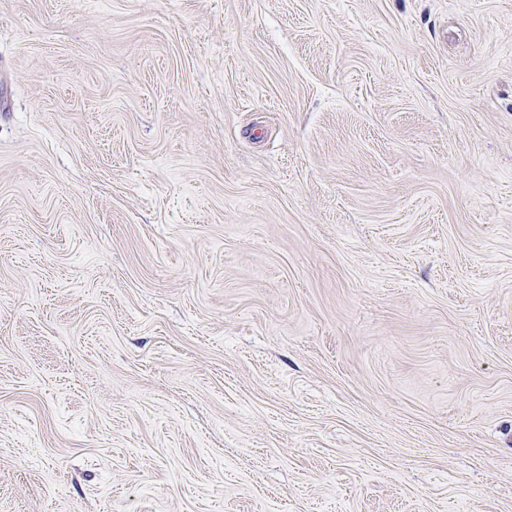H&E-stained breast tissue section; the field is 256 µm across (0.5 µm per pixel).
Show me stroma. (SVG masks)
Wrapping results in <instances>:
<instances>
[{
  "label": "stroma",
  "instance_id": "35a3bbf8",
  "mask_svg": "<svg viewBox=\"0 0 512 512\" xmlns=\"http://www.w3.org/2000/svg\"><path fill=\"white\" fill-rule=\"evenodd\" d=\"M0 512H512V0H0Z\"/></svg>",
  "mask_w": 512,
  "mask_h": 512
}]
</instances>
